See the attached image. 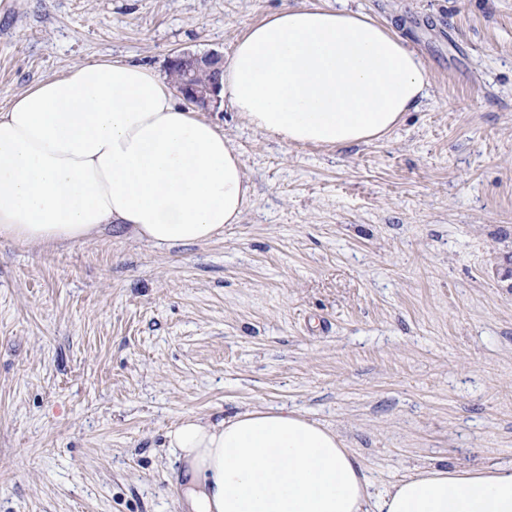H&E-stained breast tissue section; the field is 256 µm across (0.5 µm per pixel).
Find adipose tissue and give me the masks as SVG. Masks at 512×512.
I'll return each mask as SVG.
<instances>
[{
  "label": "adipose tissue",
  "instance_id": "1",
  "mask_svg": "<svg viewBox=\"0 0 512 512\" xmlns=\"http://www.w3.org/2000/svg\"><path fill=\"white\" fill-rule=\"evenodd\" d=\"M224 92L256 131L351 147L427 94L421 58L368 14L300 4L251 25ZM253 196L230 139L151 67L89 60L0 109V238L77 243L119 224L155 247L203 244ZM168 446L192 512H512V468H430L371 496L332 429L286 410L188 416Z\"/></svg>",
  "mask_w": 512,
  "mask_h": 512
}]
</instances>
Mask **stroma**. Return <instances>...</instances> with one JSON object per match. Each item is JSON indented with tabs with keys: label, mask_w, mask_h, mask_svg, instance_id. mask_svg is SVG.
<instances>
[{
	"label": "stroma",
	"mask_w": 512,
	"mask_h": 512,
	"mask_svg": "<svg viewBox=\"0 0 512 512\" xmlns=\"http://www.w3.org/2000/svg\"><path fill=\"white\" fill-rule=\"evenodd\" d=\"M336 0H11L0 107L73 64L165 72L272 12ZM423 60L384 138L289 146L231 104L255 191L222 237L112 225L0 240V512H187L183 417L288 409L336 431L377 493L429 467L512 466V0H346Z\"/></svg>",
	"instance_id": "obj_1"
}]
</instances>
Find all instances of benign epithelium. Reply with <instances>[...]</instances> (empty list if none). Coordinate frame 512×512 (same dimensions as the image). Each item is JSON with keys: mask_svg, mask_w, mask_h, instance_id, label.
<instances>
[{"mask_svg": "<svg viewBox=\"0 0 512 512\" xmlns=\"http://www.w3.org/2000/svg\"><path fill=\"white\" fill-rule=\"evenodd\" d=\"M224 58L218 53L203 56L182 52L168 61L166 74L176 77L174 87L188 102L196 105L203 112H217L224 102L221 82ZM202 70L209 72L210 80L205 83L196 81Z\"/></svg>", "mask_w": 512, "mask_h": 512, "instance_id": "1", "label": "benign epithelium"}]
</instances>
